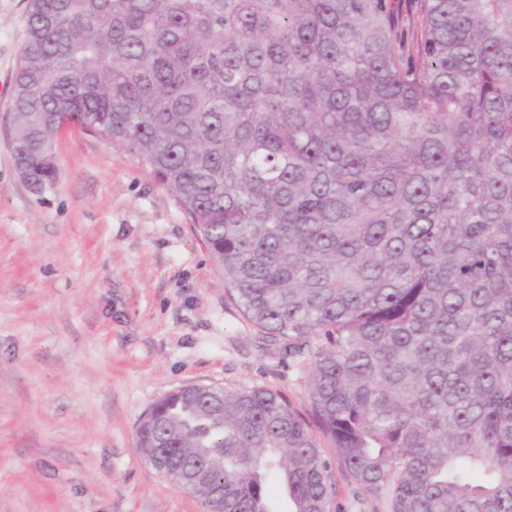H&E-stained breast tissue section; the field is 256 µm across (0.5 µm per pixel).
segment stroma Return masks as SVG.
<instances>
[{"instance_id":"1","label":"stroma","mask_w":512,"mask_h":512,"mask_svg":"<svg viewBox=\"0 0 512 512\" xmlns=\"http://www.w3.org/2000/svg\"><path fill=\"white\" fill-rule=\"evenodd\" d=\"M26 0H0V512H205L137 447L141 415L188 384L307 407V369L242 315L188 216L127 149L77 128L35 193L7 105ZM341 512H389L341 470Z\"/></svg>"}]
</instances>
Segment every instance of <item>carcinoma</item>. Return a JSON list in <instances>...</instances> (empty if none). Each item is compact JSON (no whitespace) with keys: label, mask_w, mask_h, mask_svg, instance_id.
Here are the masks:
<instances>
[{"label":"carcinoma","mask_w":512,"mask_h":512,"mask_svg":"<svg viewBox=\"0 0 512 512\" xmlns=\"http://www.w3.org/2000/svg\"><path fill=\"white\" fill-rule=\"evenodd\" d=\"M27 0L9 111L37 191L93 125L309 368L154 402L145 459L205 507L339 512L312 428L390 512H512V0Z\"/></svg>","instance_id":"cac0c4a2"}]
</instances>
